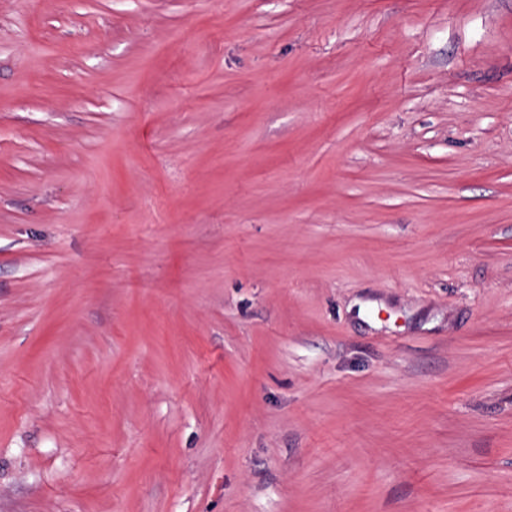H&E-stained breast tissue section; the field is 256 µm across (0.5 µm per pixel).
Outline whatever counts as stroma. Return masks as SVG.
<instances>
[{
    "mask_svg": "<svg viewBox=\"0 0 512 512\" xmlns=\"http://www.w3.org/2000/svg\"><path fill=\"white\" fill-rule=\"evenodd\" d=\"M0 512H512V0H0Z\"/></svg>",
    "mask_w": 512,
    "mask_h": 512,
    "instance_id": "stroma-1",
    "label": "stroma"
}]
</instances>
